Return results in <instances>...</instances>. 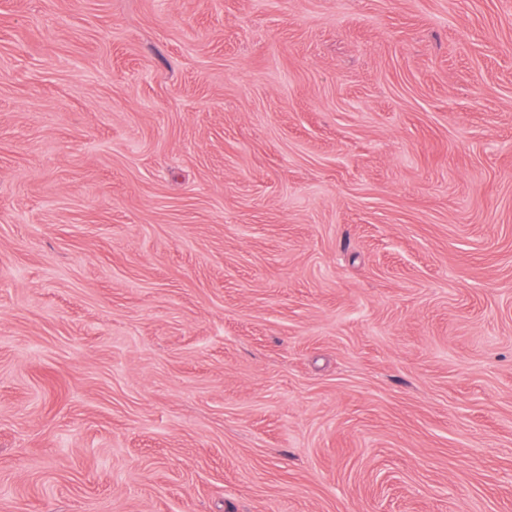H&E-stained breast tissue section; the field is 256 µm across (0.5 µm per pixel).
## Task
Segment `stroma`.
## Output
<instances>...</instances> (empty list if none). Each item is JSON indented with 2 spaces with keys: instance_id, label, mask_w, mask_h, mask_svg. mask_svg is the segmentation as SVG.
<instances>
[{
  "instance_id": "1",
  "label": "stroma",
  "mask_w": 512,
  "mask_h": 512,
  "mask_svg": "<svg viewBox=\"0 0 512 512\" xmlns=\"http://www.w3.org/2000/svg\"><path fill=\"white\" fill-rule=\"evenodd\" d=\"M0 512H512V0H0Z\"/></svg>"
}]
</instances>
